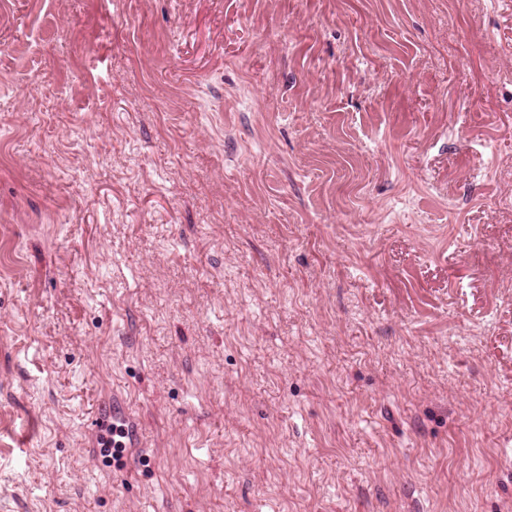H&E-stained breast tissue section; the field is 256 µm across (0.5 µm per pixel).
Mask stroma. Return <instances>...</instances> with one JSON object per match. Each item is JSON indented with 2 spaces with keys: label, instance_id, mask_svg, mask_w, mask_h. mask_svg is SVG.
<instances>
[{
  "label": "stroma",
  "instance_id": "obj_1",
  "mask_svg": "<svg viewBox=\"0 0 512 512\" xmlns=\"http://www.w3.org/2000/svg\"><path fill=\"white\" fill-rule=\"evenodd\" d=\"M0 146V512H512V0H0ZM112 404L115 406L116 404L120 405V409L116 411L115 407L112 408V420L105 419L102 417L94 418L89 426L88 432L91 438L95 442L96 447L100 446V441L103 436L106 435L108 428L112 426L121 425V428L114 431V427L110 428V434L112 437L105 440L103 443L105 457L110 458V455L113 459L117 460L120 458L123 452V441L125 438L124 432L126 433V443L124 444L125 448H135L136 446V434L134 430V416L128 410V408L121 402L119 399L112 401Z\"/></svg>",
  "mask_w": 512,
  "mask_h": 512
}]
</instances>
